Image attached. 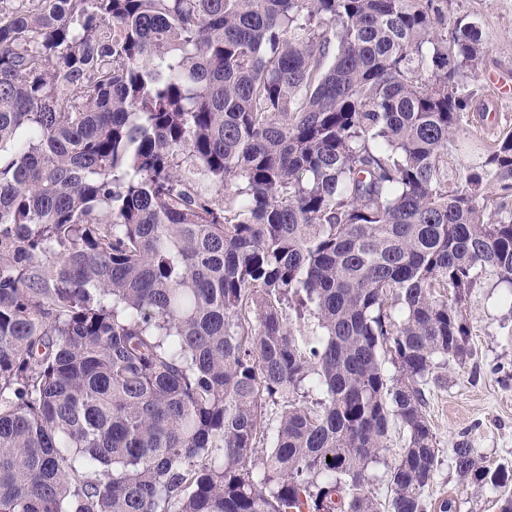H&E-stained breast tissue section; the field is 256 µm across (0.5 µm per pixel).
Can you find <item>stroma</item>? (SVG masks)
Listing matches in <instances>:
<instances>
[{"instance_id": "35a3bbf8", "label": "stroma", "mask_w": 512, "mask_h": 512, "mask_svg": "<svg viewBox=\"0 0 512 512\" xmlns=\"http://www.w3.org/2000/svg\"><path fill=\"white\" fill-rule=\"evenodd\" d=\"M450 17L474 20L488 46L483 64L466 76L484 89L490 114L468 127L470 138L490 140L512 128V95L490 90L495 77L512 85V0H448ZM472 355L465 363L440 366L439 385L430 387L426 416L438 449V466L424 492L430 502L452 500L456 512H499L512 496V290L479 280L468 292ZM468 439L475 455L508 479L493 489L460 481L453 446Z\"/></svg>"}]
</instances>
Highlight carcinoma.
Masks as SVG:
<instances>
[{"label":"carcinoma","instance_id":"obj_1","mask_svg":"<svg viewBox=\"0 0 512 512\" xmlns=\"http://www.w3.org/2000/svg\"><path fill=\"white\" fill-rule=\"evenodd\" d=\"M486 53L448 0H0V512H380L395 421L427 512L426 391L512 287ZM405 439L406 434L403 432V429L398 424H393L389 431L387 448L382 453L381 461L383 463L379 465L375 473L376 477L370 486V490L382 504L388 501L391 494L390 487L387 484L386 472L400 456L402 448L405 447Z\"/></svg>","mask_w":512,"mask_h":512}]
</instances>
